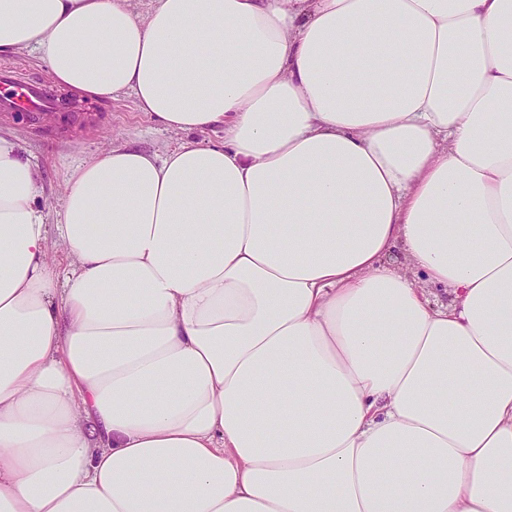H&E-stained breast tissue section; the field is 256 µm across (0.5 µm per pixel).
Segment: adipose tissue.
Wrapping results in <instances>:
<instances>
[{
    "label": "adipose tissue",
    "instance_id": "obj_1",
    "mask_svg": "<svg viewBox=\"0 0 512 512\" xmlns=\"http://www.w3.org/2000/svg\"><path fill=\"white\" fill-rule=\"evenodd\" d=\"M26 50L188 139L49 219L0 131V512H512V0H0Z\"/></svg>",
    "mask_w": 512,
    "mask_h": 512
}]
</instances>
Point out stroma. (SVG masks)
Returning <instances> with one entry per match:
<instances>
[{"label":"stroma","mask_w":512,"mask_h":512,"mask_svg":"<svg viewBox=\"0 0 512 512\" xmlns=\"http://www.w3.org/2000/svg\"><path fill=\"white\" fill-rule=\"evenodd\" d=\"M0 128L14 130L24 154L38 163L44 186L39 200L47 217H54L62 196L66 166L127 143L144 151L164 154L177 146L182 134L166 130L138 113L131 95L90 103L87 110L69 113L64 123L37 124L16 115L1 116Z\"/></svg>","instance_id":"stroma-1"}]
</instances>
